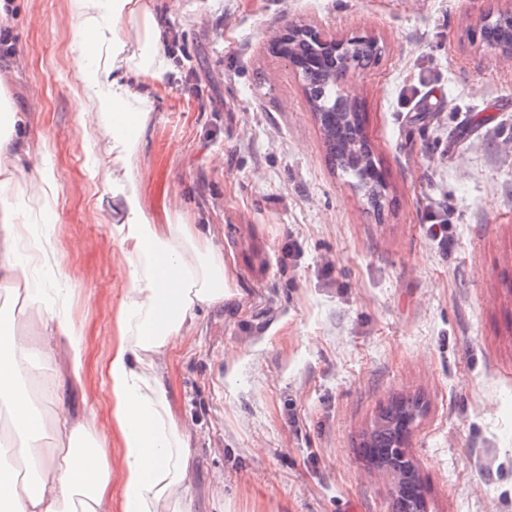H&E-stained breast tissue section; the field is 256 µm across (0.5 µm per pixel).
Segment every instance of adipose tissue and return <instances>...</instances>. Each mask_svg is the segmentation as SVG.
I'll list each match as a JSON object with an SVG mask.
<instances>
[{
  "instance_id": "ef3b65f1",
  "label": "adipose tissue",
  "mask_w": 512,
  "mask_h": 512,
  "mask_svg": "<svg viewBox=\"0 0 512 512\" xmlns=\"http://www.w3.org/2000/svg\"><path fill=\"white\" fill-rule=\"evenodd\" d=\"M80 22V50L95 47L93 65L78 69L84 135L92 149L122 163L123 181L112 186V236L127 266V290L117 308L104 364L111 422L122 446L113 473L98 415L88 405H61L53 429L55 452L41 443L43 419L20 386L26 364L63 352L67 374L80 380L84 330L69 317L67 273L49 240L26 237L28 206L51 211L57 184L42 153L0 123V165L27 160L32 169L26 201L0 199V284L33 320L23 334H0V411L14 439L0 464V512H191L190 435L175 420L169 390L156 368L198 309L227 297L224 254L183 215L158 223L137 190L133 163L152 115L131 77L162 82V27L144 0H69ZM141 19L132 38L120 23ZM46 267L53 292L32 287L30 263ZM95 439V451L78 452V438Z\"/></svg>"
}]
</instances>
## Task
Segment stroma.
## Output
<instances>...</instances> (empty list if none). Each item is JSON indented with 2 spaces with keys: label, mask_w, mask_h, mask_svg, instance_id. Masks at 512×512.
Returning <instances> with one entry per match:
<instances>
[{
  "label": "stroma",
  "mask_w": 512,
  "mask_h": 512,
  "mask_svg": "<svg viewBox=\"0 0 512 512\" xmlns=\"http://www.w3.org/2000/svg\"><path fill=\"white\" fill-rule=\"evenodd\" d=\"M0 17V103L45 154L51 235L84 327L81 389L112 457L103 374L126 265L112 179L81 125L68 0ZM177 34L153 85L138 190L224 251L231 295L201 307L160 363L190 433L192 512H392L361 432L392 396L427 410L409 448L429 512H512V57L476 30L512 0H149ZM375 39L339 92L360 106L387 185L374 213L329 165L300 75L272 50L290 26ZM448 239H431V222Z\"/></svg>",
  "instance_id": "35a3bbf8"
}]
</instances>
